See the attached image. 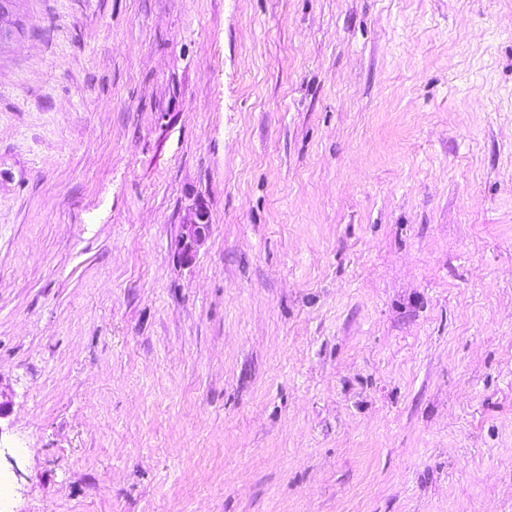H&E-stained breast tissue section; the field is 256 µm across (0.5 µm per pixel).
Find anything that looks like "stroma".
Listing matches in <instances>:
<instances>
[{
	"label": "stroma",
	"mask_w": 512,
	"mask_h": 512,
	"mask_svg": "<svg viewBox=\"0 0 512 512\" xmlns=\"http://www.w3.org/2000/svg\"><path fill=\"white\" fill-rule=\"evenodd\" d=\"M11 21L0 512H512V0ZM208 230V216L203 210L197 214V221L193 224H185L181 251V259L184 263H190L193 260L198 249L205 243Z\"/></svg>",
	"instance_id": "1"
}]
</instances>
